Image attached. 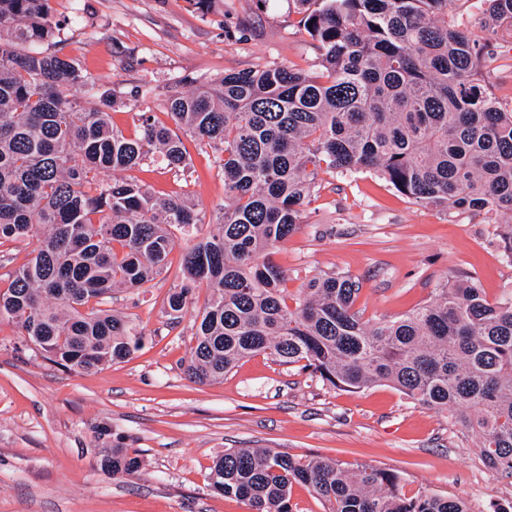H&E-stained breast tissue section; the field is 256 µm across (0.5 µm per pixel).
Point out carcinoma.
<instances>
[{
    "label": "carcinoma",
    "mask_w": 512,
    "mask_h": 512,
    "mask_svg": "<svg viewBox=\"0 0 512 512\" xmlns=\"http://www.w3.org/2000/svg\"><path fill=\"white\" fill-rule=\"evenodd\" d=\"M317 43L313 71L265 65L173 96L175 128L138 112L140 132L116 130V90L88 81L57 40L51 0H0V321L18 325L48 360L85 371L129 358L139 337L100 305L116 288L159 276L171 229L204 223L187 196L154 199L137 179L106 181L145 161L189 167L180 133L222 153L224 208L216 231L186 246L183 280L167 299L179 318L193 288L210 294L193 320L186 367L199 383L224 379L265 353L303 363L337 389L386 383L449 412L475 439L480 459L512 477V291L491 301L472 275L432 301L374 323L355 309L350 275L329 272L290 292L274 250L303 223V205L326 168L372 171L413 202L469 210L497 225L512 265V103L485 70L512 38V0H475L463 22L448 0H295ZM38 245L7 268L10 250ZM112 475L140 467L124 448L104 460ZM400 474L271 448H226L214 489L251 512H293L303 485L327 512H470L432 494L408 497Z\"/></svg>",
    "instance_id": "obj_1"
}]
</instances>
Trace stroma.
Here are the masks:
<instances>
[{
    "instance_id": "obj_1",
    "label": "stroma",
    "mask_w": 512,
    "mask_h": 512,
    "mask_svg": "<svg viewBox=\"0 0 512 512\" xmlns=\"http://www.w3.org/2000/svg\"><path fill=\"white\" fill-rule=\"evenodd\" d=\"M64 19V52L85 74L114 86V127L139 132L137 111L171 125L169 96L209 86L225 73L271 63L317 67L319 53L298 25L294 0H52ZM192 175L156 164L134 178L157 199L189 194L205 215L177 234L167 268L145 286L120 289L105 306L141 336L125 361L95 371L45 359L15 324L0 323V512H249L215 491L210 474L228 448H271L365 463L402 475L403 491L463 500L471 512L512 504V478L493 475L472 438L443 410L393 386L333 388L300 365L266 354L241 361L223 381L199 384L185 368L192 319L209 297L194 289L179 321L165 312L181 284L183 249L213 227L224 203L218 152L184 137ZM307 222L279 246L288 288L338 271L358 279L364 319L399 316L432 299L445 281L474 275L488 299L512 289L494 225L472 212L414 204L372 172L320 175ZM142 461L131 477L104 470L113 449Z\"/></svg>"
}]
</instances>
